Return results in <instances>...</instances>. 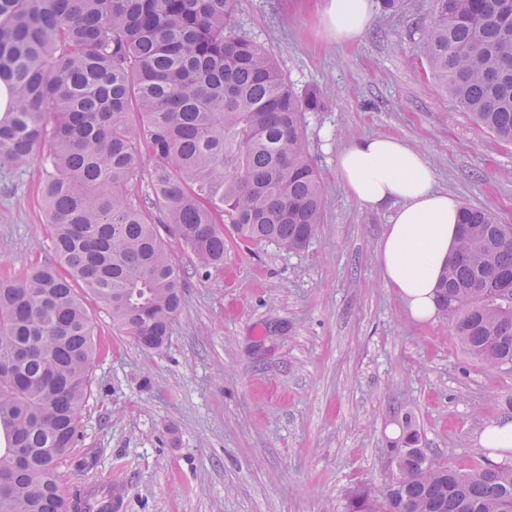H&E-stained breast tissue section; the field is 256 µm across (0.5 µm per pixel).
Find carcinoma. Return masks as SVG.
Returning <instances> with one entry per match:
<instances>
[{
  "instance_id": "1",
  "label": "carcinoma",
  "mask_w": 512,
  "mask_h": 512,
  "mask_svg": "<svg viewBox=\"0 0 512 512\" xmlns=\"http://www.w3.org/2000/svg\"><path fill=\"white\" fill-rule=\"evenodd\" d=\"M236 0H0V167L43 147V197L58 263L0 278V512H73L59 469L77 447L91 386L85 288L145 350L168 340L181 269L156 220L197 263L241 240L304 248L323 223L321 177L303 141L302 95L237 33ZM418 52L456 105L512 143V0H431ZM151 195L128 187L143 154ZM512 225L464 206L438 288L439 315L488 368L512 370ZM398 475L348 512H512V465L462 471L396 449Z\"/></svg>"
}]
</instances>
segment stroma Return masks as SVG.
Instances as JSON below:
<instances>
[{
  "label": "stroma",
  "mask_w": 512,
  "mask_h": 512,
  "mask_svg": "<svg viewBox=\"0 0 512 512\" xmlns=\"http://www.w3.org/2000/svg\"><path fill=\"white\" fill-rule=\"evenodd\" d=\"M320 0H238L239 30L323 107L304 141L322 177L324 222L302 250L224 237V264L200 269L176 235L183 304L167 344L141 350L86 298L96 353L82 438L62 469L72 487L120 484L126 512H346L363 485L396 474L414 443L469 470L489 459L478 435L512 418V371L490 369L450 325L414 322L377 259L389 210L341 186L336 154L368 135L418 147L440 189L512 224V144L457 107L417 50L430 0L373 7L359 42L336 46ZM50 172L0 167V275L55 259L41 196Z\"/></svg>",
  "instance_id": "stroma-1"
}]
</instances>
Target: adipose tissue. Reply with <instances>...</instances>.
I'll list each match as a JSON object with an SVG mask.
<instances>
[{"label": "adipose tissue", "mask_w": 512, "mask_h": 512, "mask_svg": "<svg viewBox=\"0 0 512 512\" xmlns=\"http://www.w3.org/2000/svg\"><path fill=\"white\" fill-rule=\"evenodd\" d=\"M321 22L337 44L359 40L372 0H322ZM338 175L363 206L390 209L379 248L387 287L417 321L437 313V288L458 236L460 204L435 187V172L421 150L395 137H366L339 152Z\"/></svg>", "instance_id": "ef3b65f1"}]
</instances>
